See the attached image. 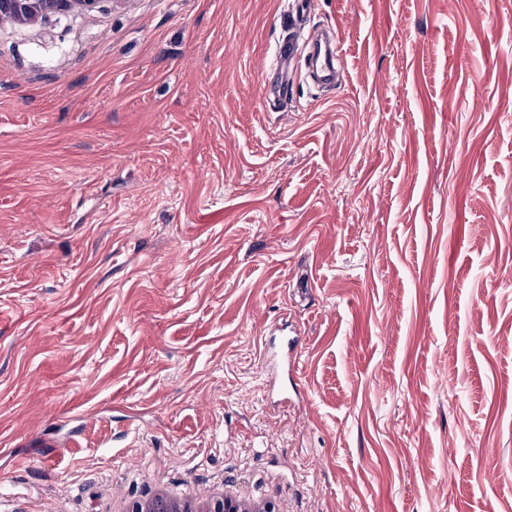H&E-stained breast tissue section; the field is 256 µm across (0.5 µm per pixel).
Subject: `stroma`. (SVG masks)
<instances>
[{
    "mask_svg": "<svg viewBox=\"0 0 512 512\" xmlns=\"http://www.w3.org/2000/svg\"><path fill=\"white\" fill-rule=\"evenodd\" d=\"M294 13L0 23L11 507L224 479L288 512H512V0H314L341 84L299 61L273 101ZM299 343L300 336H297L296 333L289 336H279L278 342L274 343L272 355L280 364L288 369V372H293L296 368L297 347Z\"/></svg>",
    "mask_w": 512,
    "mask_h": 512,
    "instance_id": "35a3bbf8",
    "label": "stroma"
}]
</instances>
